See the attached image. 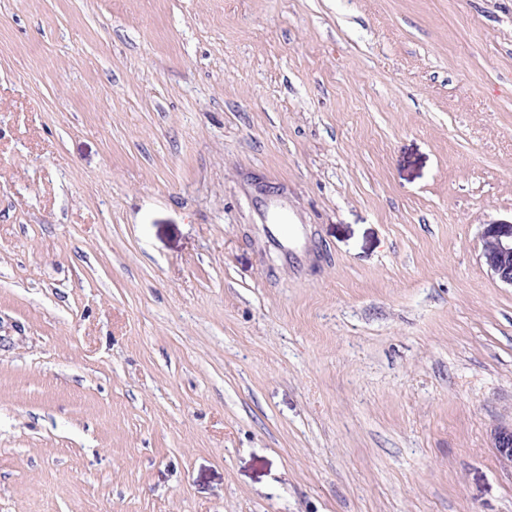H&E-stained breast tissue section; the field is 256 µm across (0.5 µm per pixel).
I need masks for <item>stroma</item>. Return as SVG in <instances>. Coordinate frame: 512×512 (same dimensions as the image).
I'll return each mask as SVG.
<instances>
[{
	"instance_id": "stroma-1",
	"label": "stroma",
	"mask_w": 512,
	"mask_h": 512,
	"mask_svg": "<svg viewBox=\"0 0 512 512\" xmlns=\"http://www.w3.org/2000/svg\"><path fill=\"white\" fill-rule=\"evenodd\" d=\"M511 218L512 0H0V512H512ZM287 208L277 201L263 204L264 219L268 222L267 229L271 245L279 248L283 243L295 240L300 235L298 224H289L286 220ZM482 241L484 265L502 284L512 287V218L485 225Z\"/></svg>"
}]
</instances>
